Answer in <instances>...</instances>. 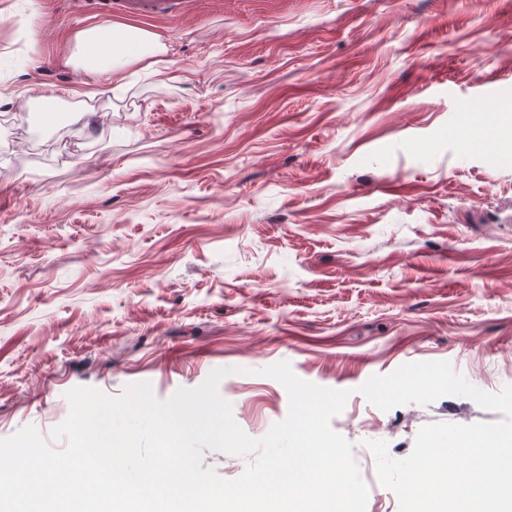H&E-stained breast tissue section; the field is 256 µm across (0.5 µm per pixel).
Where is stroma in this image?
<instances>
[{
    "instance_id": "obj_1",
    "label": "stroma",
    "mask_w": 512,
    "mask_h": 512,
    "mask_svg": "<svg viewBox=\"0 0 512 512\" xmlns=\"http://www.w3.org/2000/svg\"><path fill=\"white\" fill-rule=\"evenodd\" d=\"M118 24L167 51L116 95L65 60ZM281 361L349 391L366 512H399L366 441L501 420L359 388L427 361L512 384V0H0V438L49 437L75 387L166 399L225 368L259 439ZM183 0H114V10L128 16L158 17L173 13Z\"/></svg>"
}]
</instances>
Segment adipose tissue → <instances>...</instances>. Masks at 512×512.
I'll return each instance as SVG.
<instances>
[{
	"label": "adipose tissue",
	"instance_id": "ef3b65f1",
	"mask_svg": "<svg viewBox=\"0 0 512 512\" xmlns=\"http://www.w3.org/2000/svg\"><path fill=\"white\" fill-rule=\"evenodd\" d=\"M120 49L103 46L98 30L87 29L76 37L77 50L69 59L70 64L89 72L108 66L113 74L124 73L131 66L165 53L166 47L149 32L128 26L118 27Z\"/></svg>",
	"mask_w": 512,
	"mask_h": 512
}]
</instances>
